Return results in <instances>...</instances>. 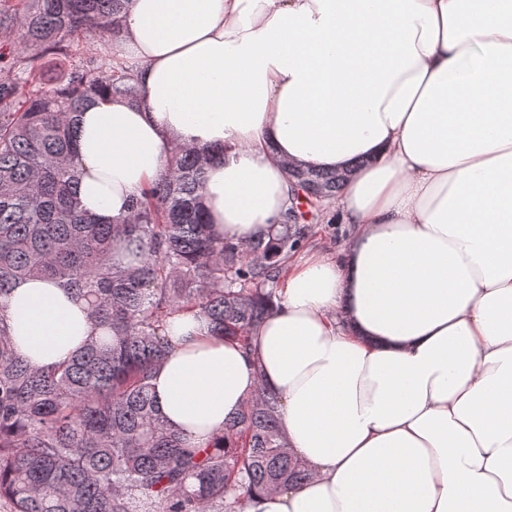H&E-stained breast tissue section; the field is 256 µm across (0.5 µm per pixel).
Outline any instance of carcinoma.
Listing matches in <instances>:
<instances>
[{
  "instance_id": "obj_1",
  "label": "carcinoma",
  "mask_w": 512,
  "mask_h": 512,
  "mask_svg": "<svg viewBox=\"0 0 512 512\" xmlns=\"http://www.w3.org/2000/svg\"><path fill=\"white\" fill-rule=\"evenodd\" d=\"M125 0H16L0 6V45L22 31L0 69V301L26 278L81 296L100 333L71 360L32 366L0 317V508L3 512H244L253 490L310 478L288 452L277 397L258 394L207 448L159 417L152 369L170 349L167 317L196 309L210 331L249 344L271 312L281 259L311 228L290 207L271 239L215 236L202 202L201 157L177 149L166 174L119 224H101L76 197L75 116L93 96L137 100L126 69L71 63L93 36L119 32ZM309 220L339 193L344 172L289 169ZM139 254L119 266L112 245Z\"/></svg>"
}]
</instances>
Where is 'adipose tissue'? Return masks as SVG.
Returning <instances> with one entry per match:
<instances>
[{"label":"adipose tissue","mask_w":512,"mask_h":512,"mask_svg":"<svg viewBox=\"0 0 512 512\" xmlns=\"http://www.w3.org/2000/svg\"><path fill=\"white\" fill-rule=\"evenodd\" d=\"M104 56L140 96L77 117L99 222L180 145L209 154L203 205L237 243L285 222L289 168L347 174L318 214L345 238L283 263L249 346L168 317L164 423L204 447L255 392L278 397L311 477L246 512H512V0H128ZM6 315L39 368L93 331L41 278Z\"/></svg>","instance_id":"adipose-tissue-1"}]
</instances>
